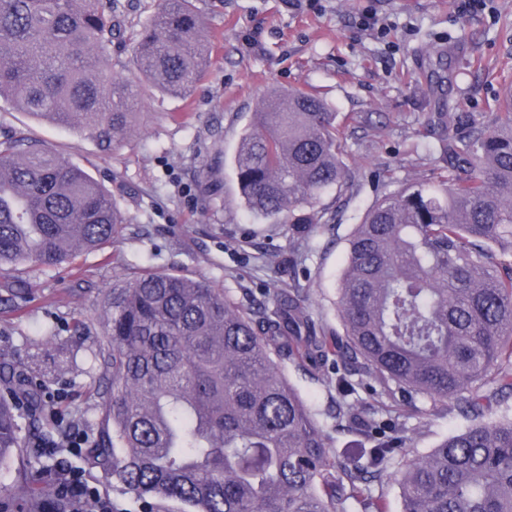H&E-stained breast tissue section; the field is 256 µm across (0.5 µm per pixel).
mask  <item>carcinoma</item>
Segmentation results:
<instances>
[{
	"label": "carcinoma",
	"mask_w": 512,
	"mask_h": 512,
	"mask_svg": "<svg viewBox=\"0 0 512 512\" xmlns=\"http://www.w3.org/2000/svg\"><path fill=\"white\" fill-rule=\"evenodd\" d=\"M194 0H153L129 38L131 76L112 77L123 38L112 0H0V99L77 128L110 151L146 92L187 98L210 45ZM350 124L302 89L272 93L234 161L241 205L288 227L304 256L353 193L343 162ZM433 184L376 199L349 237L336 308L343 334L313 320L307 292L275 288L245 307L205 279L143 270L112 285L100 320L102 374L86 397L105 423L87 437L90 469L139 512H381L371 485L396 481L402 512H512V89L464 137L432 147ZM123 215L80 166L23 134L0 136V270L56 269L113 242ZM314 371L333 392L336 425L370 447L330 454L326 424L283 374ZM379 397L419 411L451 402L470 423L428 454L408 449ZM64 413L45 381L0 357V466L16 463L0 512H40L64 458Z\"/></svg>",
	"instance_id": "cac0c4a2"
}]
</instances>
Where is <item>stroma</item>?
<instances>
[{
	"mask_svg": "<svg viewBox=\"0 0 512 512\" xmlns=\"http://www.w3.org/2000/svg\"><path fill=\"white\" fill-rule=\"evenodd\" d=\"M211 64L188 100L157 94L137 105L138 124L102 152L76 129L41 123L0 100V133L40 140L103 183L124 222L104 251L77 260L80 277L26 266L1 273L25 292L0 299V354L52 377L60 405L86 432L103 423L101 400L84 399L101 369L98 325L113 282L138 269H178L205 277L243 305L269 301L273 288L299 283L325 325L341 330L336 288L348 238L363 212L395 182L433 180L438 154L421 142L467 136L512 84V0L458 11L455 0H196ZM387 23L386 34L365 26ZM301 88L339 115L359 116L344 162L357 189L320 230L302 261L288 257L287 227L272 228L241 206L234 178L240 135L272 91ZM394 182V183H395ZM276 253L278 266L265 264ZM88 327L75 335V321ZM415 453L425 454L465 426L448 406L422 403L400 415Z\"/></svg>",
	"mask_w": 512,
	"mask_h": 512,
	"instance_id": "35a3bbf8",
	"label": "stroma"
}]
</instances>
